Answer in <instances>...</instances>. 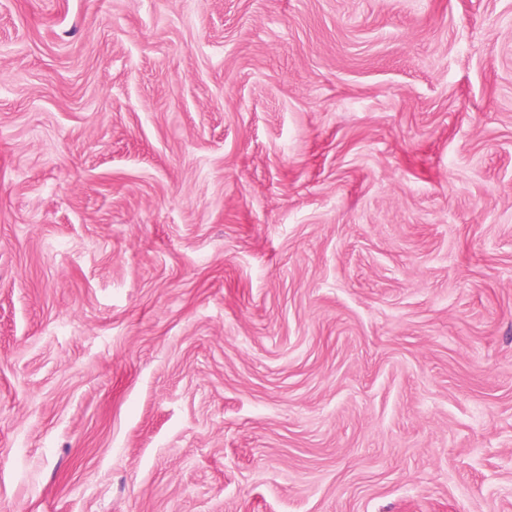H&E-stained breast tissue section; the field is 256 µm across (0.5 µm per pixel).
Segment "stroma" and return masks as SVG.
I'll use <instances>...</instances> for the list:
<instances>
[{
    "mask_svg": "<svg viewBox=\"0 0 512 512\" xmlns=\"http://www.w3.org/2000/svg\"><path fill=\"white\" fill-rule=\"evenodd\" d=\"M0 512H512V0H0Z\"/></svg>",
    "mask_w": 512,
    "mask_h": 512,
    "instance_id": "stroma-1",
    "label": "stroma"
}]
</instances>
